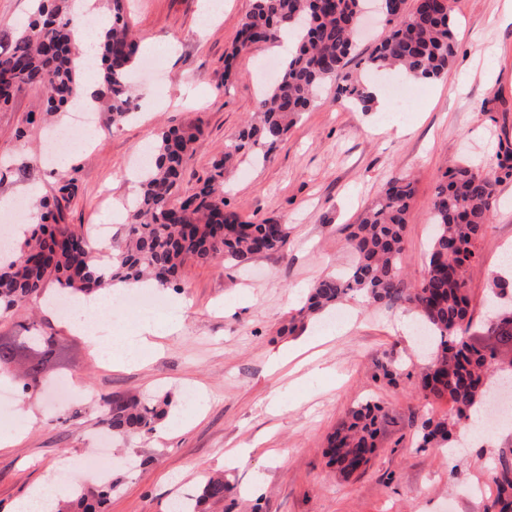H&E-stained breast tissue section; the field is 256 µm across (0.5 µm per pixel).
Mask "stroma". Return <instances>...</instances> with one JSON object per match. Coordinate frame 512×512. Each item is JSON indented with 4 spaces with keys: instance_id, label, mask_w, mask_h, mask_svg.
Returning a JSON list of instances; mask_svg holds the SVG:
<instances>
[{
    "instance_id": "35a3bbf8",
    "label": "stroma",
    "mask_w": 512,
    "mask_h": 512,
    "mask_svg": "<svg viewBox=\"0 0 512 512\" xmlns=\"http://www.w3.org/2000/svg\"><path fill=\"white\" fill-rule=\"evenodd\" d=\"M202 0H128L127 18L144 48L162 57L164 80L151 68L135 75L141 115L119 128L97 124L89 145L67 154L59 172L43 163L44 126L25 140L16 131L42 106V93L24 88L0 106V197H28L31 185L51 194L59 174L78 189L66 223L98 222L133 194L129 177L141 141L165 127L199 129L186 182L206 178L256 108L266 83L261 67L284 59L287 44L262 46L225 68L252 0H222L205 39H198ZM456 54L447 75L420 86L405 109L363 112L325 87L286 139L264 162L241 158L227 175L228 211L253 222L289 225L285 252L258 258L245 270L217 260L188 264L181 290H165L170 315L153 322L143 358L116 364L95 351L86 332L32 301L0 319V336L16 321L36 323L64 351L51 382L75 379L89 392L70 400L46 392L16 395L0 436V512L48 470L94 454L105 396L170 393L173 404L152 433L112 443L111 471L120 487L106 512H167L183 484L223 474L232 488L206 512H483L493 485L497 450L511 441L493 432L454 457L419 447L421 418L447 414L416 385L422 362L398 324L403 309L349 303L346 320L331 313L288 331L308 288L351 261L347 225L396 175L410 176L415 193L406 229L402 278L416 286L424 273L432 228L429 214L443 174L462 159L491 168L512 154V12L505 0H453ZM498 205L469 269L474 305L470 334L483 341L486 301L501 251L512 244V178L498 187ZM402 372L388 382L382 367ZM380 403L386 422L371 463L342 478L328 463L326 439L352 406ZM67 409L68 424L57 421Z\"/></svg>"
}]
</instances>
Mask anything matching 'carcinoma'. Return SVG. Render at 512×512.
Returning a JSON list of instances; mask_svg holds the SVG:
<instances>
[{
  "instance_id": "1",
  "label": "carcinoma",
  "mask_w": 512,
  "mask_h": 512,
  "mask_svg": "<svg viewBox=\"0 0 512 512\" xmlns=\"http://www.w3.org/2000/svg\"><path fill=\"white\" fill-rule=\"evenodd\" d=\"M124 2L108 0L110 26L101 42L96 99L108 127L134 116L126 79L138 60L140 42ZM380 2L387 7L386 28L365 59L367 70H409L427 82L444 76L456 53L451 0H416L411 9L407 0ZM367 6L368 0H253L224 69L230 70L234 58L256 46L276 44L285 36L296 48L283 60L280 77L263 91L251 121L225 145L224 156L213 161L209 176L174 204L196 135L175 127L160 130L152 164L138 180L127 213V233L112 245L106 270L94 259L93 242L64 222L63 204L75 195L77 184L72 176L62 177L53 196L41 202L39 223L10 245L7 256H0V318L12 316L53 285L71 296L146 281L155 288L177 290L189 260L204 265L220 259L230 267H246L261 255L284 251L288 225L275 220L253 224L225 211L224 173L245 152L259 150L267 158L328 83L336 84V98L363 112L373 110L366 83L347 70L357 46V20ZM72 22L70 0H37L11 45L0 51V101L8 102L17 88L43 89L44 109L29 114V125L67 111L77 98L80 80L74 67ZM498 183L499 177L469 161L445 173L432 201L434 234L424 275L408 292L401 261L414 188L402 176L390 178L379 200L350 225L347 244L355 255L353 267L316 282L290 322L294 327L311 314L359 296L381 306L400 302L427 325L433 347L418 390L425 400L445 399L451 408L445 416L421 420L415 438L422 448L456 447V435L468 427L473 411L485 406L493 374L512 372V358L497 362V346L512 345V306L496 308L505 320L485 327L495 344H476L469 336L473 312L467 272L478 259L476 244L494 212ZM59 357L55 338L41 334L33 324L20 326L19 335L8 341L0 337V372L14 373L24 394L41 389L46 368ZM102 403L107 407L104 430L129 438L155 430L169 399L105 397ZM384 420L383 408L375 402L350 408L328 437V464L346 477L366 467L377 451ZM493 483L486 512H512L511 447L498 452ZM118 487L108 480L80 490L57 512H103ZM227 490L224 476H209L195 488L190 507L180 505L174 512H203L201 506L224 500Z\"/></svg>"
}]
</instances>
